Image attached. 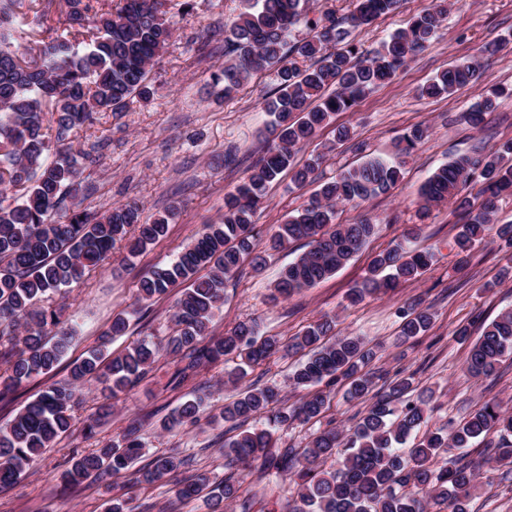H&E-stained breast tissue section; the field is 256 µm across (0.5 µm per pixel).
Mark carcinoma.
<instances>
[{
    "instance_id": "1",
    "label": "carcinoma",
    "mask_w": 512,
    "mask_h": 512,
    "mask_svg": "<svg viewBox=\"0 0 512 512\" xmlns=\"http://www.w3.org/2000/svg\"><path fill=\"white\" fill-rule=\"evenodd\" d=\"M165 0H124L112 11L102 0H0V187L15 190L0 199V403L8 404L22 385L55 370L66 354L74 331L63 326L61 312L40 303L81 280L102 265L114 244L136 236L129 245L134 256L165 237L173 212L142 220L135 203L100 213L82 207L79 195L82 165L70 152L71 132L93 115L124 111L130 98L150 95L149 76L155 59L173 37ZM247 7L224 29V68L216 75L224 97L237 93L262 70H272L277 87L265 102L269 116L265 145L251 173L224 194V219L204 226L167 267L139 280L137 302L146 308L154 299L184 281H191L176 302L175 334L167 343L149 338L134 341L112 357L101 348L72 363L70 374L43 389L0 427V487H8L29 472L42 450L70 433L83 389L93 381L101 394L115 397L133 386L155 365L170 356L183 366L173 378L181 386L207 363L224 356L241 359L228 379L237 383L247 368L280 350L300 353L288 377L303 389L302 401L281 405V388L250 384L224 405L221 418L236 429L272 406L266 427L245 429L224 440V467L232 473L213 485L197 474L178 484L183 500L205 499L211 512H224L239 503L251 512L243 496L245 476L257 470L293 476L296 495L291 512H470L478 487L481 463L455 454L479 438L499 436L493 461L512 468V412L488 401L458 424L426 429L428 400L415 393L412 376L398 375L373 391L374 376L366 367L373 348L358 335H336V320L326 316L283 344L276 336L259 334L256 326L240 322L224 335H210L215 310L224 301V285L244 266L263 270L271 251L304 240L307 250L284 266L272 285L273 299L287 298L333 276L377 233L368 220L336 223V204H359L391 191L400 180L403 156L425 137L413 128L398 142L394 155L369 157L322 183L308 202L285 217L264 246L253 234V217L269 187L287 173L297 186L316 182L322 156L300 164L296 153L336 114L352 108L376 87L390 80L414 56L428 48L447 13L439 4L419 13L410 25L392 34L379 48L364 52L351 38L353 30L371 24L399 6L401 0H357L346 17L326 14L308 20L306 38H293V26L308 12L309 0H246ZM67 16L69 37L56 36L55 18ZM37 29L42 39L35 52L18 43L24 27ZM309 61L302 70L293 59ZM480 78L476 61L464 59L448 66L423 85L429 98L451 95ZM485 96L468 113L477 126L494 104ZM54 116L55 136L43 133L45 114ZM512 194V140L476 155H459L438 167L421 188L424 207L450 202L460 224L454 244L465 256L494 224L497 199ZM72 215L56 219L65 199ZM504 265L501 281L512 282V224L496 228ZM417 233L402 234L371 261L362 283L349 290L355 304L367 294L395 290L402 281L423 275L432 254L415 247ZM209 269L207 276L195 278ZM400 337L409 340L427 332L432 314L412 300L402 314ZM512 357V310L486 324L465 360L474 379L487 378ZM344 381L352 401L365 404L353 426L318 429L307 448H276L277 430L297 423H317L324 417L329 393L319 388ZM202 398L178 406L163 422L172 431L198 422ZM343 449L335 469L322 463ZM145 453L138 429L131 425L102 448L71 457L61 473L63 486L90 477H124L134 485H152L189 465L177 452L155 456L138 470Z\"/></svg>"
}]
</instances>
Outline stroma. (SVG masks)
<instances>
[{"mask_svg": "<svg viewBox=\"0 0 512 512\" xmlns=\"http://www.w3.org/2000/svg\"><path fill=\"white\" fill-rule=\"evenodd\" d=\"M434 2L403 0L398 11L356 29L353 37L361 49L374 50ZM191 4L187 11L178 5L170 9L174 36L151 71L152 95L133 98L120 115H95L71 137L73 152L84 156L86 205L103 211L134 201L146 220L177 207L169 233L132 259L123 246H116L108 263L50 299V306L63 307L78 334L51 377L37 379L21 389L11 405L0 406V425L8 423L50 380L65 378L72 362L97 348L113 315L128 312L130 325L126 335L112 339L109 353H121L145 336L156 341L171 336L178 288L155 301L149 315L142 318L135 311L138 282L174 261L203 225L220 223L225 193L247 175L264 145L267 116L263 104L275 88L273 74L258 73L230 99L223 97L214 82L224 65V24L244 11V0H191ZM447 4L446 18L430 48L352 110L337 114L297 155L301 163L310 155H323L317 176L330 180L342 168L361 163L366 155L394 152L407 130L427 129V137L407 157L403 177L394 189L357 206L337 207V223L352 224L366 216L379 224L378 233L336 275L276 302L270 299L271 283L281 266L304 252V244L296 242L274 254L264 272L243 267L227 282L224 303L212 323L216 336L248 321L256 324L260 334L286 342L323 315L334 316L338 334L366 337L374 347L371 371L389 377L410 373L418 389L432 391L430 424L434 427L460 421L490 400L512 407V360L504 361L496 376L473 379L465 370L469 341L455 334L466 325L471 339L478 338L481 321L512 308V282L498 281L502 254L497 239L488 236L467 259H460L454 246L457 218L451 207L439 205L425 211L420 199L422 185L440 165L456 155L512 139V0H447ZM494 41L503 42L504 50L494 56L482 54V47ZM473 57L481 64L476 84L443 98L419 95V88L436 72L454 60ZM494 89L500 92L494 109L487 112L483 124L471 127L465 116L473 102ZM340 125L352 130L351 139L342 144L336 141ZM229 150L237 155L232 169L224 166ZM312 192V186H296L287 176L274 184L255 216L258 241L266 242ZM414 227L419 230V248L435 255L430 269L395 291L371 294L358 305H349L346 296L365 277L371 258ZM415 297L430 306L433 324L423 336L403 343L399 311ZM299 360V355L279 352L249 368L247 378L278 384L285 404L298 403L304 392L289 387L288 374ZM235 365L232 359L204 365L195 381L174 388L169 380L178 360L168 358L137 386L108 401L111 415L98 417L96 433L89 438L82 431L83 423L97 416L105 402L98 391H90L77 413L73 433L47 448L28 476L0 490V512H104L105 500L115 494L131 497L133 506L141 510L153 504L166 512H210L203 500H179L170 481L133 486L122 478L88 480L64 490L58 477L73 455L100 448L134 422L146 442L144 461L174 448L194 457L193 472H205L212 482H223L228 475L223 449L228 425L219 415L237 393L227 380ZM202 386L208 388L209 397L198 422L171 432L161 430V422ZM467 454L484 463L470 512H512V471L489 465L494 451L484 442H476ZM244 487L254 502L252 512H288L291 475L255 474Z\"/></svg>", "mask_w": 512, "mask_h": 512, "instance_id": "1", "label": "stroma"}]
</instances>
